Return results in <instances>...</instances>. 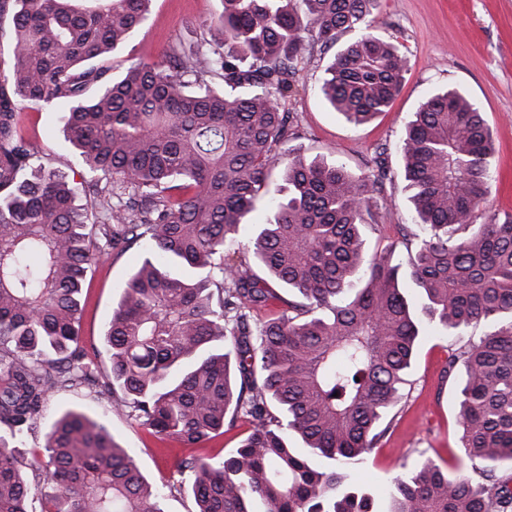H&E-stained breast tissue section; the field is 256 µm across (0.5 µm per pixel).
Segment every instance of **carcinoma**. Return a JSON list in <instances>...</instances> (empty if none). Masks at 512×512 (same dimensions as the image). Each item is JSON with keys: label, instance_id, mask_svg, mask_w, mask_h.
Instances as JSON below:
<instances>
[{"label": "carcinoma", "instance_id": "carcinoma-1", "mask_svg": "<svg viewBox=\"0 0 512 512\" xmlns=\"http://www.w3.org/2000/svg\"><path fill=\"white\" fill-rule=\"evenodd\" d=\"M377 2L221 0V37L114 78L104 62L151 0H0L12 23L0 60V512H29L22 445L59 390L190 448L249 429L223 457L181 459L180 480L158 487L105 420L66 412L44 433L40 512H164L186 485L197 512H371L352 474L403 395L425 325L458 336L480 321L498 328L451 350L448 373L460 371L461 448L484 480L428 460L394 480L380 512H512L493 475L512 464V215L476 223L494 179L483 112L447 90L406 124L421 233L404 265L367 248L382 163L356 176L301 146L279 151L299 138L287 101L314 53L368 25ZM407 70L393 38L366 34L334 55L319 91L361 125L388 111ZM60 102L93 174L80 187L21 134L24 105ZM261 201L271 218L247 223ZM138 241L145 256L90 357L82 282ZM279 288L297 299L254 321Z\"/></svg>", "mask_w": 512, "mask_h": 512}]
</instances>
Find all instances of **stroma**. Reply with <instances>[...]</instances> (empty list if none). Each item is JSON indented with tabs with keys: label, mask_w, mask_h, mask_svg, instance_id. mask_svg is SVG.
<instances>
[{
	"label": "stroma",
	"mask_w": 512,
	"mask_h": 512,
	"mask_svg": "<svg viewBox=\"0 0 512 512\" xmlns=\"http://www.w3.org/2000/svg\"><path fill=\"white\" fill-rule=\"evenodd\" d=\"M222 10L220 0H152L146 22L133 39L110 56L113 74L129 59L161 61L173 46H193L207 36L209 24ZM369 33L394 37L408 57L410 69L389 110L373 122L356 126L330 109L318 88L330 54L316 55L288 101L298 123L300 141L310 157L339 160L354 174L371 170L384 157L391 172L374 207L376 226L367 232L370 251L393 248L406 258L405 243L418 227L402 176L401 138L405 123L432 93L456 89L484 112L492 131V164L499 174L479 222L512 214V0H379ZM23 133L38 157L69 179L84 168L70 150L58 108L30 105L23 110ZM143 249L133 246L112 255L88 273L83 285L80 332L86 347L100 345L122 285L138 266ZM494 325L483 322L457 337L428 330L420 342L410 382L389 424L363 465L354 473L365 483L375 504H383L392 480L404 468L430 460L449 475L471 473L459 443L457 380L448 374L450 349L474 343ZM107 401L84 391L61 390L49 399L46 419L66 411L92 417L108 415L116 441L131 450L135 462L156 485L177 478L176 463L191 454L175 441L160 442L132 419L108 414Z\"/></svg>",
	"instance_id": "obj_1"
}]
</instances>
